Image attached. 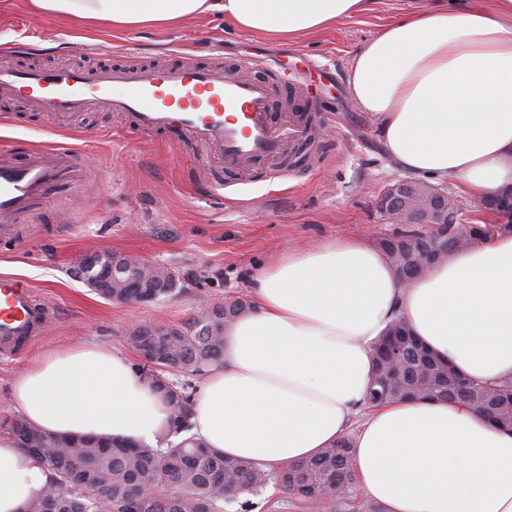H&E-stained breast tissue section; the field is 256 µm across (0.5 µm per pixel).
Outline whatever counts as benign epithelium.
I'll return each instance as SVG.
<instances>
[{"label": "benign epithelium", "mask_w": 512, "mask_h": 512, "mask_svg": "<svg viewBox=\"0 0 512 512\" xmlns=\"http://www.w3.org/2000/svg\"><path fill=\"white\" fill-rule=\"evenodd\" d=\"M378 207L391 224H418L422 232H398L392 240L405 244V252L391 255L396 276L403 282L412 278L414 265L421 259L429 263L448 257V225L469 224L466 213L448 190L429 183L404 178L389 185L378 199ZM480 207L497 221L488 226L489 232L512 225V185H506L483 196ZM129 258L113 255L107 265L88 278L92 290L105 293L112 287L116 273L127 267Z\"/></svg>", "instance_id": "7a95c632"}]
</instances>
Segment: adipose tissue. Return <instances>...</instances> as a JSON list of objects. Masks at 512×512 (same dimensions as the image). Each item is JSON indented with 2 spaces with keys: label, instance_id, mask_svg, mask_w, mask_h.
Here are the masks:
<instances>
[{
  "label": "adipose tissue",
  "instance_id": "ef3b65f1",
  "mask_svg": "<svg viewBox=\"0 0 512 512\" xmlns=\"http://www.w3.org/2000/svg\"><path fill=\"white\" fill-rule=\"evenodd\" d=\"M367 0H32L38 15L123 34L219 15L293 41L363 13ZM355 103L379 119L408 174L482 195L512 183V0H436L401 14L354 54ZM254 309L224 331L222 363L193 399L191 433L264 467L315 456L345 435L360 490L385 512H512V431L445 400L365 410L372 346L395 319L459 372L512 378V233L429 265L409 285L365 240L288 247L258 267ZM11 399L53 434L157 444L171 407L125 354L95 343L43 352ZM41 463L0 435V512L46 487Z\"/></svg>",
  "mask_w": 512,
  "mask_h": 512
}]
</instances>
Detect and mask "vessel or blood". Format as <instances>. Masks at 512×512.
<instances>
[{"label":"vessel or blood","mask_w":512,"mask_h":512,"mask_svg":"<svg viewBox=\"0 0 512 512\" xmlns=\"http://www.w3.org/2000/svg\"><path fill=\"white\" fill-rule=\"evenodd\" d=\"M281 58L237 55L152 67H19L0 63V92L34 111L69 118L95 101L130 117L132 131L176 133L205 151L238 182L283 175L281 159L303 139L304 117L318 104L298 76L281 80ZM82 164L76 147H36L24 158L0 148V237L69 189ZM55 321V308L22 279L0 274V353L18 350Z\"/></svg>","instance_id":"1"}]
</instances>
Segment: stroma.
<instances>
[{
  "label": "stroma",
  "mask_w": 512,
  "mask_h": 512,
  "mask_svg": "<svg viewBox=\"0 0 512 512\" xmlns=\"http://www.w3.org/2000/svg\"><path fill=\"white\" fill-rule=\"evenodd\" d=\"M434 0H373L368 12L338 20L332 28L293 42H269L214 15L187 19L166 31L138 29L120 36L99 26L77 27L60 18H39L30 0H0V41L33 44L24 65L96 67L110 62L173 63L165 47L209 42L215 61L253 46L284 55L305 71L325 112L319 138L325 161L317 171L269 182L200 188L199 148L171 135H129L128 117L90 106L67 125L33 112L18 100L0 117V146L24 154L34 146L82 148L83 165L97 191L63 198L18 235L0 239V273L21 277L58 310V319L16 357L0 355V421L19 416L10 399L16 374L54 344L95 341L128 352L134 324L180 325L204 304L250 298V275L289 246H310L331 237H365L373 243L393 232L377 201L401 174L378 137L377 122L350 97L346 71L353 53L382 26ZM108 44L111 56L55 52L50 40ZM328 64L319 73L308 61ZM111 252L166 266L176 278L173 294L138 305L97 296L74 274L76 258Z\"/></svg>",
  "instance_id": "35a3bbf8"
}]
</instances>
